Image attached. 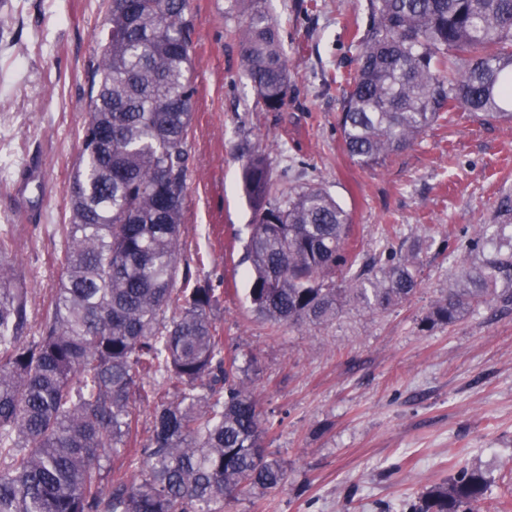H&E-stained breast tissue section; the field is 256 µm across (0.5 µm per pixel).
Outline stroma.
<instances>
[{"label":"stroma","mask_w":512,"mask_h":512,"mask_svg":"<svg viewBox=\"0 0 512 512\" xmlns=\"http://www.w3.org/2000/svg\"><path fill=\"white\" fill-rule=\"evenodd\" d=\"M280 24L287 103L267 111L240 69V0H190L196 88L184 254L217 288L215 322L227 351L248 364L246 385L275 427L268 451L287 482L245 490L226 512H409L460 466L490 487L477 512L512 499V309L492 302L450 326L424 327L454 284L468 242L512 238L499 206L512 196V125L455 111L402 153L368 169L345 153L338 115L356 69V33L369 0H266ZM0 35V236L28 275L40 323L60 267L70 176L88 112L89 67L101 0H9ZM266 149L279 188L321 185L352 218L360 261L417 249L419 286L375 313L351 301L320 326H274L247 300L243 245L251 212L242 193V141ZM43 175L28 179L29 164Z\"/></svg>","instance_id":"35a3bbf8"}]
</instances>
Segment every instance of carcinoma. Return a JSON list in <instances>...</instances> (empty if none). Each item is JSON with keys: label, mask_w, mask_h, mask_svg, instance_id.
I'll list each match as a JSON object with an SVG mask.
<instances>
[{"label": "carcinoma", "mask_w": 512, "mask_h": 512, "mask_svg": "<svg viewBox=\"0 0 512 512\" xmlns=\"http://www.w3.org/2000/svg\"><path fill=\"white\" fill-rule=\"evenodd\" d=\"M241 65L265 108L288 98V63L264 0H246ZM360 65L343 95L348 156L374 168L462 109L512 123V0H370ZM88 119L58 243L61 277L38 328L21 268L0 238V512H224L249 486L280 488L274 427L224 352L209 282L183 259L195 109L189 0H104ZM469 53L468 61L458 53ZM251 210L244 245L252 312L321 325L343 301L386 311L417 290L412 253L353 268L349 213L323 187L280 190L268 153L242 147ZM425 318L451 325L495 301L512 308V241L457 274ZM151 435L137 443L139 408ZM488 481L461 467L410 512H472Z\"/></svg>", "instance_id": "1"}]
</instances>
